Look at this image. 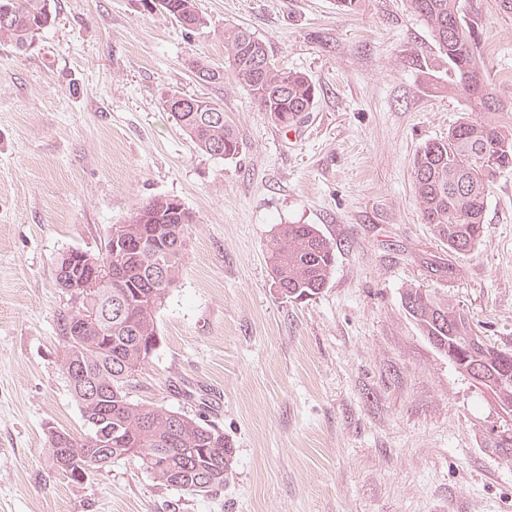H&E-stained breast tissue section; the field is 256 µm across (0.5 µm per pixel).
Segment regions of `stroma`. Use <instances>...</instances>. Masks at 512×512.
I'll return each instance as SVG.
<instances>
[{
	"mask_svg": "<svg viewBox=\"0 0 512 512\" xmlns=\"http://www.w3.org/2000/svg\"><path fill=\"white\" fill-rule=\"evenodd\" d=\"M504 103L512 16L462 0ZM187 31L143 0H58L26 52L0 41V512H512V460L482 445L499 421L402 307L409 288L462 306L512 348V170L497 176L485 237L449 252L421 219L412 162L466 111L409 0H196ZM248 28L317 101L274 125L223 65L224 29ZM218 102L243 142L198 150L165 107ZM194 217L159 343L133 400L205 416L235 448L218 498L159 484L133 461L69 481L45 430L88 432L59 359L68 250L101 251L112 225L154 197ZM279 224L336 244L316 298H282L265 258Z\"/></svg>",
	"mask_w": 512,
	"mask_h": 512,
	"instance_id": "35a3bbf8",
	"label": "stroma"
}]
</instances>
